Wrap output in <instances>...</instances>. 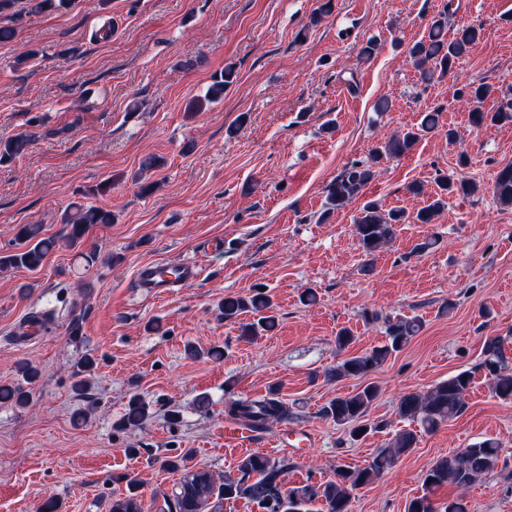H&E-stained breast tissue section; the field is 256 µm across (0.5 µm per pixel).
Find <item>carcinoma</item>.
<instances>
[{"instance_id": "cac0c4a2", "label": "carcinoma", "mask_w": 512, "mask_h": 512, "mask_svg": "<svg viewBox=\"0 0 512 512\" xmlns=\"http://www.w3.org/2000/svg\"><path fill=\"white\" fill-rule=\"evenodd\" d=\"M29 12L40 14L57 10L66 0H26ZM443 17L432 21L428 36L409 49V57L424 80L435 73L445 75L452 71L459 60L480 40L482 28L476 25L460 27L448 40ZM236 71L231 66L212 77L205 101L216 102L224 98V92L233 85ZM492 93L489 85L468 83L457 89L459 98L469 103H480ZM471 123L480 128L499 124H512V98H505L494 112H483L477 108L470 113ZM439 124V113L426 112L418 130H408L392 136L375 146L367 161H355L347 165L336 176L327 189L326 209L320 219L345 207L361 195L375 176L373 165L384 157L400 158L408 154L416 141L418 132L432 130ZM34 134L21 133L11 139L0 141V164H7L25 155L33 144ZM440 193L415 215L421 224H430L434 216L445 207L449 194H470L476 190L472 182H455L448 178L438 183ZM495 196L502 204L512 205V165L501 168L495 180ZM406 222L401 210H381L375 202L363 205L354 220V235L359 247L372 254L388 244L395 233V225ZM113 223L112 213L101 207L76 205L64 216L63 233L58 236H43L39 224H22L15 234V246L0 255V271L23 268L30 272L40 270L48 256L59 249L80 246L85 234L98 224ZM224 320L236 321L245 313L254 319L241 326V336L255 338L275 327L276 315L271 295L256 289L249 296L226 297L222 305ZM418 318H396L386 320L387 343L375 346L361 354L341 360L332 367L327 376L341 380L347 377H364L377 371L394 352L402 350L419 332ZM484 358L479 369L486 372L496 395L504 400L512 399V364L504 350V340L490 336L484 342ZM96 366L90 355L77 366L73 388L85 391L89 385L86 376ZM472 383V372L460 371L436 384L425 393H407L400 397L397 413L403 419L419 423L423 430L434 431L457 417L464 408V398ZM379 390L368 384L353 394L339 395L329 400L321 409V415L348 430L352 439L365 435L368 426L362 423ZM31 392L21 386H0V403L23 407L30 403ZM225 412L233 420L251 429L264 431L269 426L288 419V409L277 392L272 391L260 399H237L229 402ZM150 416L149 404L138 397L132 398L122 418L123 426H139ZM418 436L413 430L396 434L390 446L382 448L363 468L351 469L343 464L336 466L335 477L325 481L307 479L303 484L284 487L281 476L288 469V459L269 458L254 453L239 461L236 474L226 475L216 482L214 475L206 470L191 471L168 495V512H206L212 499H247L257 504L263 512H309V507L318 503L323 512H350L352 493L392 469L399 457L416 448ZM500 443L486 438L459 452L440 458L427 470L424 477L426 493L416 497L407 505L406 512H469L465 500L457 496L436 503L430 497L442 486H453L464 490L480 476L491 471L499 457ZM111 512H142L140 496L136 487L127 493L112 498Z\"/></svg>"}]
</instances>
